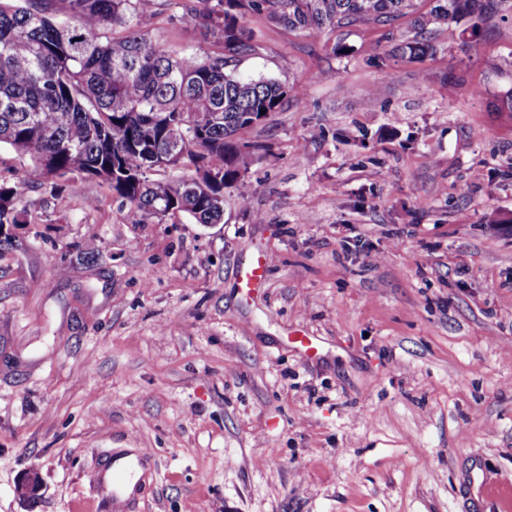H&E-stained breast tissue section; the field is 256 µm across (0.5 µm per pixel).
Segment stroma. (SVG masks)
Returning <instances> with one entry per match:
<instances>
[{
  "mask_svg": "<svg viewBox=\"0 0 512 512\" xmlns=\"http://www.w3.org/2000/svg\"><path fill=\"white\" fill-rule=\"evenodd\" d=\"M247 25L232 72L303 94L242 132L223 223L50 195L0 147L33 217L0 227V512H104L90 479L124 448L151 455L134 512H506L512 9L420 58L383 26ZM144 28L210 48L167 12ZM270 266V258L262 252L254 255L249 261L246 269L239 275V282L242 288H255L265 279Z\"/></svg>",
  "mask_w": 512,
  "mask_h": 512,
  "instance_id": "obj_1",
  "label": "stroma"
}]
</instances>
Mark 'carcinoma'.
I'll return each mask as SVG.
<instances>
[{
  "instance_id": "carcinoma-1",
  "label": "carcinoma",
  "mask_w": 512,
  "mask_h": 512,
  "mask_svg": "<svg viewBox=\"0 0 512 512\" xmlns=\"http://www.w3.org/2000/svg\"><path fill=\"white\" fill-rule=\"evenodd\" d=\"M0 0V145L27 157L52 194L98 180L139 222L187 214L224 220V188L248 164L240 133L300 90L226 67L260 49L243 20L263 14L295 32L408 21L395 50L435 49L440 28L495 17L505 0ZM198 27L212 51L169 52L141 21L157 10ZM116 27L119 36L109 34ZM181 142L177 157L170 145ZM175 179L151 178L159 168ZM23 187L0 182V228L27 224Z\"/></svg>"
}]
</instances>
